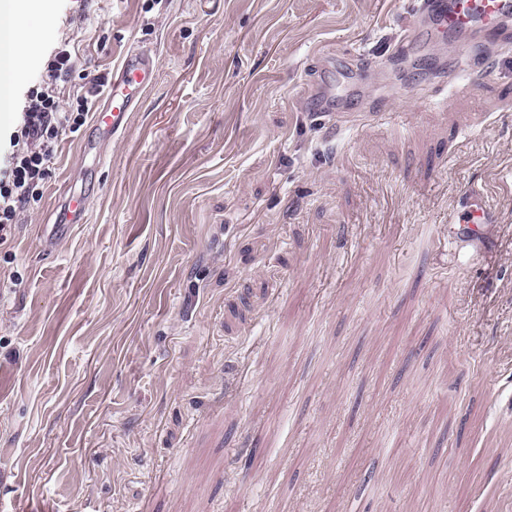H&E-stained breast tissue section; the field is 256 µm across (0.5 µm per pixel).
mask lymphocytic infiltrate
I'll list each match as a JSON object with an SVG mask.
<instances>
[{
	"label": "lymphocytic infiltrate",
	"instance_id": "1",
	"mask_svg": "<svg viewBox=\"0 0 512 512\" xmlns=\"http://www.w3.org/2000/svg\"><path fill=\"white\" fill-rule=\"evenodd\" d=\"M80 68L69 45L60 44L44 79L26 91L16 123L0 146V243L7 241L23 212L39 207L60 136L80 133L104 90L106 78L101 75L63 103L62 95Z\"/></svg>",
	"mask_w": 512,
	"mask_h": 512
}]
</instances>
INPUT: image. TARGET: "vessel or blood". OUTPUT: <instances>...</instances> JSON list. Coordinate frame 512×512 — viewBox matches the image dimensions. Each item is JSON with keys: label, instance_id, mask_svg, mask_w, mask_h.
I'll list each match as a JSON object with an SVG mask.
<instances>
[{"label": "vessel or blood", "instance_id": "obj_1", "mask_svg": "<svg viewBox=\"0 0 512 512\" xmlns=\"http://www.w3.org/2000/svg\"><path fill=\"white\" fill-rule=\"evenodd\" d=\"M448 44L467 52L469 57L489 58L512 43V0H419L418 21L393 43L392 56H378L359 65V77L388 70L392 57H407L422 44ZM152 53L142 48L130 49L113 69L103 91V102L93 113V124L106 139L125 133L129 119L146 90L156 80ZM89 205L86 196L72 193L57 212L54 225L73 229L86 223ZM492 214L480 203L478 190L466 193L463 206L449 215V224L465 225L467 236L477 243L487 239Z\"/></svg>", "mask_w": 512, "mask_h": 512}]
</instances>
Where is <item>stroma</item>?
<instances>
[{"label": "stroma", "instance_id": "stroma-1", "mask_svg": "<svg viewBox=\"0 0 512 512\" xmlns=\"http://www.w3.org/2000/svg\"><path fill=\"white\" fill-rule=\"evenodd\" d=\"M45 5L14 99L65 35L157 76L101 184L88 124L0 244V512H512V50L356 92L415 0ZM471 187L484 251L448 242ZM68 190L89 219L44 247Z\"/></svg>", "mask_w": 512, "mask_h": 512}]
</instances>
